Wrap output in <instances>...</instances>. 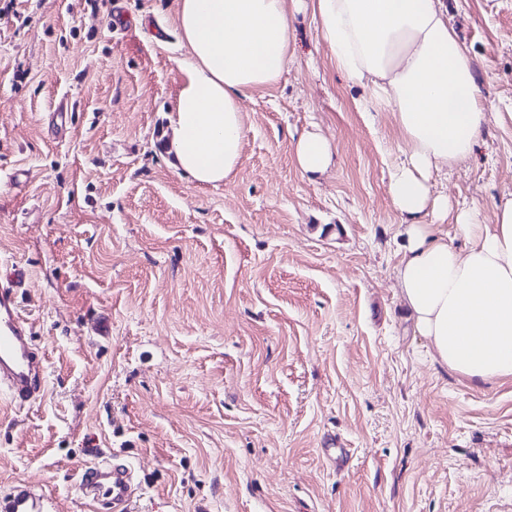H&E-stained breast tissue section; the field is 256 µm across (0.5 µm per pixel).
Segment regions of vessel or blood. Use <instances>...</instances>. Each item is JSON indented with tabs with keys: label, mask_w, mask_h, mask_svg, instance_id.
Returning a JSON list of instances; mask_svg holds the SVG:
<instances>
[{
	"label": "vessel or blood",
	"mask_w": 512,
	"mask_h": 512,
	"mask_svg": "<svg viewBox=\"0 0 512 512\" xmlns=\"http://www.w3.org/2000/svg\"><path fill=\"white\" fill-rule=\"evenodd\" d=\"M25 279L24 270L17 268L6 282H0V392L19 408L34 403L45 390L44 359L18 299ZM80 486L89 502L107 498L112 512H129L135 496L131 470L119 465L84 467ZM0 512H56V508L51 496L37 493L28 482L20 481L0 496Z\"/></svg>",
	"instance_id": "obj_1"
}]
</instances>
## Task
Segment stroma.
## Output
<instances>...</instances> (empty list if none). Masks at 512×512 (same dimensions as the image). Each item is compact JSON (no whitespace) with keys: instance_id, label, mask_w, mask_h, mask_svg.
Wrapping results in <instances>:
<instances>
[{"instance_id":"obj_1","label":"stroma","mask_w":512,"mask_h":512,"mask_svg":"<svg viewBox=\"0 0 512 512\" xmlns=\"http://www.w3.org/2000/svg\"><path fill=\"white\" fill-rule=\"evenodd\" d=\"M446 2L487 119L435 189L490 224L512 193V0ZM177 10L0 13V267L27 273L46 368L36 403L0 395V494L24 480L87 512L79 473L113 454L135 512H512V379L433 361L399 297L392 114L358 109L312 10L289 9L293 56L242 100L236 175L198 185L168 153ZM308 130L334 153L315 177L294 160Z\"/></svg>"}]
</instances>
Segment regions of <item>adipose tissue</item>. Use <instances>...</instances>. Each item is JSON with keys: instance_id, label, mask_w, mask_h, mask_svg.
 Segmentation results:
<instances>
[{"instance_id": "1", "label": "adipose tissue", "mask_w": 512, "mask_h": 512, "mask_svg": "<svg viewBox=\"0 0 512 512\" xmlns=\"http://www.w3.org/2000/svg\"><path fill=\"white\" fill-rule=\"evenodd\" d=\"M321 37L336 66L362 85L365 112L392 113L402 147L389 181L407 246L395 267L400 295L432 358L462 378H512V194L495 221L455 218L465 250L433 221L448 215L435 174L472 154L486 122L482 90L450 23L445 0H314ZM187 57L169 121L173 166L201 185L230 180L241 163V100L268 87L291 60L288 0H179ZM329 141L302 135L304 173L332 164Z\"/></svg>"}]
</instances>
